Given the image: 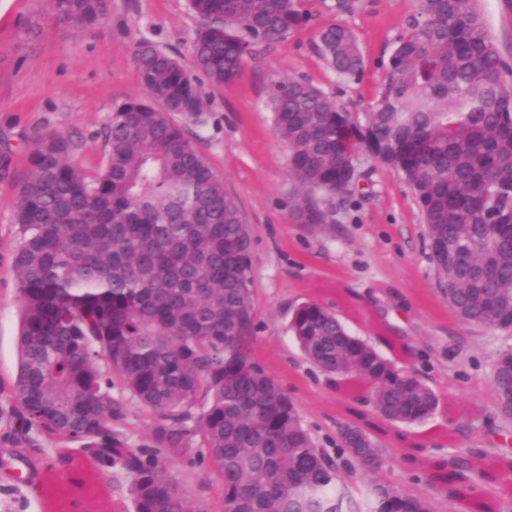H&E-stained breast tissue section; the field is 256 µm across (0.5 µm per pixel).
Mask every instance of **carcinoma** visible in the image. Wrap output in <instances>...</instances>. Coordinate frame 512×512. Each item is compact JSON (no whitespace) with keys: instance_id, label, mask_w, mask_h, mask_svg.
<instances>
[{"instance_id":"cac0c4a2","label":"carcinoma","mask_w":512,"mask_h":512,"mask_svg":"<svg viewBox=\"0 0 512 512\" xmlns=\"http://www.w3.org/2000/svg\"><path fill=\"white\" fill-rule=\"evenodd\" d=\"M189 4L198 21L190 64L138 46L146 97L112 110L98 168L70 161L68 137L34 142L13 216L19 364L0 413L26 432L81 443L102 472L127 470L134 512H197L162 467L197 434L223 512H430L426 501L389 486L355 492L341 483L288 394L251 360L250 231L186 136L207 120L194 72L215 86L233 82L247 57L284 41L309 13L301 0ZM50 6L58 23L88 31L109 17L112 0ZM320 42L338 76L361 74L350 29L330 24ZM507 74L478 0H422L364 123L306 81L280 77L267 89L301 223H336V197L354 187V154L365 147L413 189L448 306L465 323L502 330L512 329V310L502 305L512 298ZM288 329L322 372L370 387L375 418L413 425L435 414V392L351 334L327 306L299 305ZM114 375L155 417L144 447L125 448L112 435L121 414L110 395ZM492 378L499 412L511 419V349L498 354ZM201 398L207 403L197 415ZM341 438L360 464L379 460L363 428L348 425Z\"/></svg>"}]
</instances>
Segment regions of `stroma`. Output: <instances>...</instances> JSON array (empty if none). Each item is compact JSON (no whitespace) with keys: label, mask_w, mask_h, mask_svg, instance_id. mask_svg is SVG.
<instances>
[{"label":"stroma","mask_w":512,"mask_h":512,"mask_svg":"<svg viewBox=\"0 0 512 512\" xmlns=\"http://www.w3.org/2000/svg\"><path fill=\"white\" fill-rule=\"evenodd\" d=\"M307 22L287 39L244 62L240 76L221 87L202 81L207 122L188 135L225 189L237 200L253 239L250 272L255 325L247 350L295 403L317 447L340 477L360 484L364 469L345 450L341 430L362 424L370 408L365 390L309 363L287 325L292 309L314 300L366 339L398 369L439 398L423 423L375 421L376 481L429 501L432 512H512V419L500 415L492 385L497 354L512 348V332L465 323L436 287L427 233L403 177L367 151L355 157L356 188L336 201V221L298 223L288 203V149L267 106L268 84L281 76L310 82L333 96L356 120L375 104L398 36L419 11V0H355L349 12L336 0H306ZM501 57L512 64V0H480ZM341 23L355 34L364 70L343 79L321 55V29ZM197 20L188 0H112L110 16L79 32L57 23L47 0H0V383L17 373L18 283L12 216L18 187L31 169L36 136L60 134L77 148L72 162L96 169L102 131L115 105L142 95L134 55L148 42L191 57ZM111 396L122 406L112 430L136 448L150 441L154 417L121 381ZM47 440L18 433L0 418V512H133L129 474L100 475L83 453L70 468H49ZM459 468L457 484L430 480L433 467ZM198 512H216L213 470L192 439L166 463Z\"/></svg>","instance_id":"stroma-1"}]
</instances>
